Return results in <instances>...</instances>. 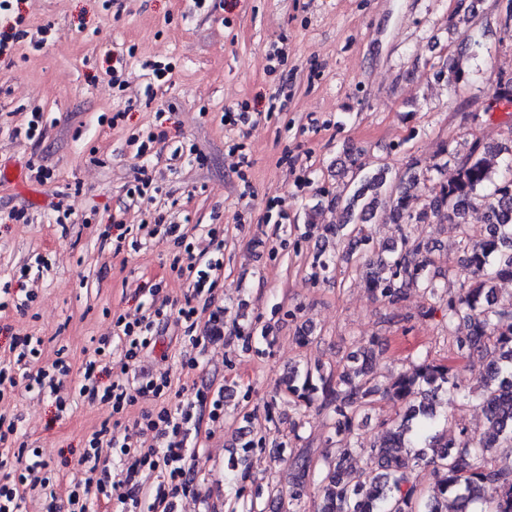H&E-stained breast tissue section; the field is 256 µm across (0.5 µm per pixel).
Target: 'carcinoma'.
Returning <instances> with one entry per match:
<instances>
[{
  "mask_svg": "<svg viewBox=\"0 0 512 512\" xmlns=\"http://www.w3.org/2000/svg\"><path fill=\"white\" fill-rule=\"evenodd\" d=\"M476 14L467 11L449 18L448 26L469 35ZM492 99L512 106V75L499 74ZM454 164L451 179L441 176ZM344 171L350 173L352 193L336 197L329 206L343 207L347 220L323 225V236L349 241L364 258L365 285L369 293L388 306L405 293L421 289L446 301L448 328L464 324L467 334L453 336L454 360L477 351L485 353L486 386L478 399L491 424L480 441L470 440L464 427L450 437L438 430L434 401L441 391L458 393L449 359L424 358L400 372L381 389L375 383L374 341L363 347L340 374L320 365L295 369L283 380L288 405L297 413L311 408L336 415V451L317 453L300 448L289 456L285 476L268 485L274 500L288 497V512H306L303 490L315 485L318 501L313 512H512V300L503 302L494 282L512 280V145L476 143L464 154L440 151L433 165L432 196L423 208L410 207V186L420 180L413 172L408 182L387 178L389 168L366 171L347 154ZM484 202L486 234L475 239L466 216ZM396 226L399 244L378 250L362 223L372 219ZM434 218L450 224L454 247L465 257L468 274L458 291L448 297L432 271L436 260L423 236L422 224ZM336 256L321 250L312 263V275L330 272ZM384 391L403 405V413L386 422L381 440L370 448L366 467L355 469L348 460L355 444L358 416ZM242 472L227 475L228 496L242 497L239 480L246 478L247 456L237 460ZM432 468L436 486L427 492L419 471Z\"/></svg>",
  "mask_w": 512,
  "mask_h": 512,
  "instance_id": "obj_1",
  "label": "carcinoma"
}]
</instances>
